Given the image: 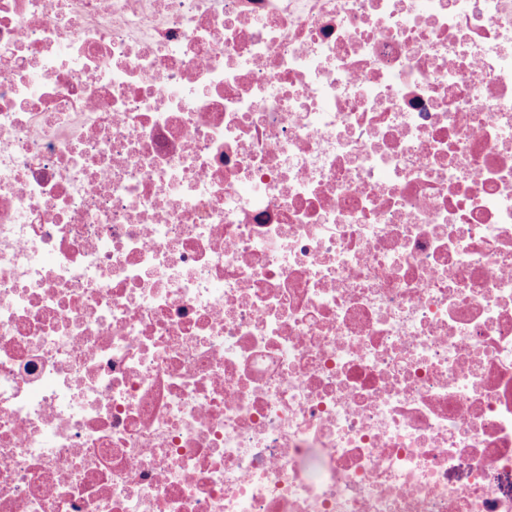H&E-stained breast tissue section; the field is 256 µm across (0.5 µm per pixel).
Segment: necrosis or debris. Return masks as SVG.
I'll return each mask as SVG.
<instances>
[{"label":"necrosis or debris","mask_w":512,"mask_h":512,"mask_svg":"<svg viewBox=\"0 0 512 512\" xmlns=\"http://www.w3.org/2000/svg\"><path fill=\"white\" fill-rule=\"evenodd\" d=\"M0 512H512V0H0Z\"/></svg>","instance_id":"obj_1"}]
</instances>
